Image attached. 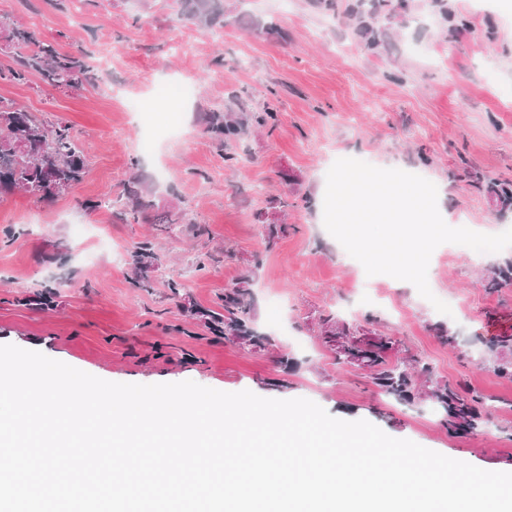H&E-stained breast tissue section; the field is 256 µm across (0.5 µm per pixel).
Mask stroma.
I'll return each mask as SVG.
<instances>
[{"label": "stroma", "instance_id": "35a3bbf8", "mask_svg": "<svg viewBox=\"0 0 512 512\" xmlns=\"http://www.w3.org/2000/svg\"><path fill=\"white\" fill-rule=\"evenodd\" d=\"M311 0H224V24L205 31L175 19L174 0H0V15L108 79L73 94L39 77L0 79V96L54 124L84 147L87 171L54 202L0 198V344L40 352L106 381L191 380L224 392L309 399L335 418L366 420L391 437L483 470L512 472V382L475 361L485 340L512 333V289L483 278L512 247L475 263L468 247L438 246L428 283L452 315L413 284L367 276L325 229L326 174L337 157L420 175L438 188L452 227L512 228L489 187L463 170L512 178V0H389L368 18L365 40L348 13ZM192 94L158 101L159 85ZM273 108L274 120L223 145L210 112ZM151 125L160 149L136 147ZM176 204L184 224H125L108 208L131 178ZM287 208H280V200ZM286 225L268 243L264 223ZM151 240L161 260L151 287L133 284V251ZM211 253L197 269L201 253ZM178 277L171 298L162 273ZM251 275L254 328L274 340L254 352L208 329L226 285ZM378 319L379 333L420 356L432 376L490 399L493 418L449 431L431 400L377 393L365 373L337 364L317 337L325 317ZM447 327L457 347L441 344ZM294 358L286 371L280 355Z\"/></svg>", "mask_w": 512, "mask_h": 512}]
</instances>
